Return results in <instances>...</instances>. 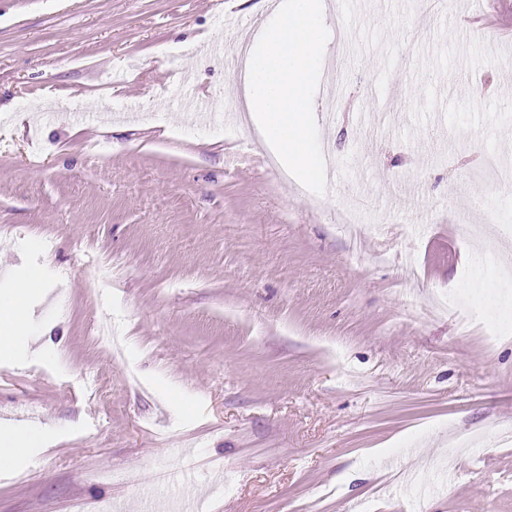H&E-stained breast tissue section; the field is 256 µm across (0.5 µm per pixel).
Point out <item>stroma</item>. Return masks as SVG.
<instances>
[{"mask_svg":"<svg viewBox=\"0 0 512 512\" xmlns=\"http://www.w3.org/2000/svg\"><path fill=\"white\" fill-rule=\"evenodd\" d=\"M324 3L316 205L249 129L185 113L239 99L233 45L282 0H0V289L35 282L0 426L52 434L0 472V512H512V330L487 340L512 184L471 179L512 158V0L482 28L457 24L473 0ZM487 222L489 249L463 232Z\"/></svg>","mask_w":512,"mask_h":512,"instance_id":"obj_1","label":"stroma"}]
</instances>
